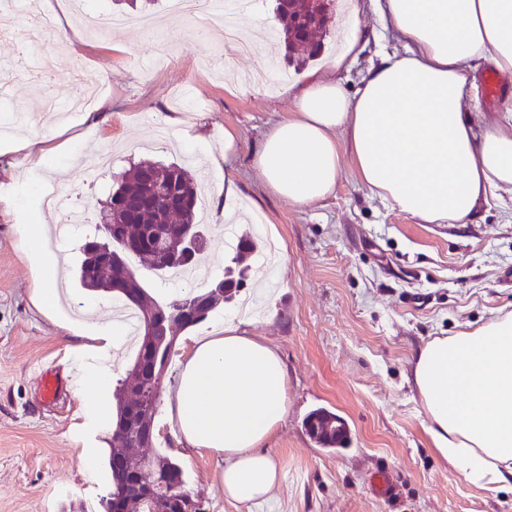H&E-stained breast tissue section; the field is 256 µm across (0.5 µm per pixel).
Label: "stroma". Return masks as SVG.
<instances>
[{"label":"stroma","mask_w":512,"mask_h":512,"mask_svg":"<svg viewBox=\"0 0 512 512\" xmlns=\"http://www.w3.org/2000/svg\"><path fill=\"white\" fill-rule=\"evenodd\" d=\"M79 40L69 47L45 35L21 54L24 14L0 18V121L25 113L26 135L49 136L51 152L32 177H13L21 155L14 137L0 135V186L14 199L0 209V512H104L110 481L107 431L69 439L80 403L69 342L30 298L36 254L17 248L14 225L58 224L36 210L39 181L50 182L77 206L99 212L114 175L143 160L189 167L217 184L225 168L237 176L239 199L266 225L247 264L261 265L270 238L282 260L263 271L254 291L260 314L252 334L277 350L288 371L287 412L268 439L283 478L277 512H512V490L466 482L432 445L419 402L406 381L415 354L436 337L472 330L512 312V212L490 205L469 224H423L369 197L350 156L332 196L297 208L270 193L253 166L265 131L285 118V88L296 81L270 43L241 53L205 17L186 18L155 0L149 14L158 31L175 26L169 53L135 28L102 34L85 13H119L113 0H65ZM82 55L104 86L111 116L95 139L82 128L44 127L32 115L43 104L67 108L75 91L72 60ZM165 125L169 139L155 135ZM236 135L233 155L224 133ZM224 202L209 196L200 218L213 242L205 255L220 277L232 252L224 244ZM64 242L68 267L94 228ZM55 372L63 390L43 402L41 376ZM324 408L341 417L349 445L324 448L310 438L306 416ZM157 448L175 459L204 512H246L229 503L214 456L177 446L158 422ZM100 465L94 478L82 468L84 447Z\"/></svg>","instance_id":"obj_1"}]
</instances>
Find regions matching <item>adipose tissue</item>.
<instances>
[{"mask_svg": "<svg viewBox=\"0 0 512 512\" xmlns=\"http://www.w3.org/2000/svg\"><path fill=\"white\" fill-rule=\"evenodd\" d=\"M392 29L402 50L382 53L355 91L340 77L367 33L354 28L325 70L288 87L294 110L264 133L253 164L268 189L296 207L331 196L343 155L373 197L424 224H466L482 205L512 195V95L495 119L482 109L476 71L493 65L512 81V0H351ZM16 242L39 262L30 284L36 309L75 339L74 389L83 427L112 413L111 319L75 323L56 309L59 264L47 224H18ZM410 381L436 451L474 485L512 482V313L471 331L437 337L416 354ZM288 372L278 352L238 325L197 339L168 410L177 445L220 461L226 499L271 498L280 471L264 443L286 413Z\"/></svg>", "mask_w": 512, "mask_h": 512, "instance_id": "1", "label": "adipose tissue"}]
</instances>
